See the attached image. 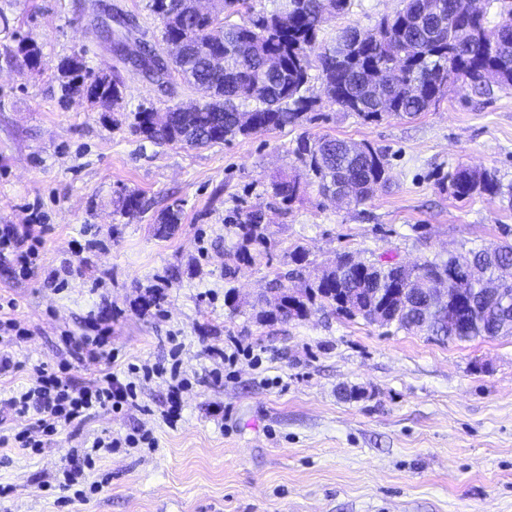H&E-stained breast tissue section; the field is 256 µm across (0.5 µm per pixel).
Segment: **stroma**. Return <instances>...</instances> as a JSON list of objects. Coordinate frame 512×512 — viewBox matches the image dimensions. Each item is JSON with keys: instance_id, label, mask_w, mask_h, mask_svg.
Masks as SVG:
<instances>
[{"instance_id": "35a3bbf8", "label": "stroma", "mask_w": 512, "mask_h": 512, "mask_svg": "<svg viewBox=\"0 0 512 512\" xmlns=\"http://www.w3.org/2000/svg\"><path fill=\"white\" fill-rule=\"evenodd\" d=\"M403 6L350 0L325 16L318 41L371 30ZM107 14L132 23L119 43L99 36ZM160 36L149 0H0V225L45 227L34 274L0 267V299L15 302L31 331L0 340L23 363L0 380V435L27 427L4 400L36 368L67 365L82 386L109 366L77 362L65 341L97 326L111 331L115 373L167 358L174 337L191 382L176 426L160 418L169 383L153 378L140 386V409L96 414L42 454L0 447L9 459L0 484L12 487L0 512H512V336L440 343L328 309L264 322L253 306L275 273L292 269L297 246L310 277L343 253L413 263L511 241L512 208L456 200L445 183L461 165L512 183V88H454L414 117L371 121L328 100L314 80L313 106L296 125L206 147L159 145L134 131L136 112L201 96L175 73L163 93L129 64L141 42ZM23 40L38 45L40 67L24 65ZM73 55L91 77H120V107L80 89L62 96L56 67ZM305 133L384 150L389 186L345 206L312 184L282 207L270 185L301 173L292 149ZM130 192L142 202L133 214L116 206ZM170 209L181 222L159 236ZM256 209L268 253L226 282L233 241L224 226ZM156 288L160 306L143 309L141 295ZM233 339L260 361L214 365L207 347ZM137 429L151 431L155 447L101 459L92 474L100 492L83 502L60 488L58 469L83 441Z\"/></svg>"}]
</instances>
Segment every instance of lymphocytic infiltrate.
Listing matches in <instances>:
<instances>
[{
	"label": "lymphocytic infiltrate",
	"instance_id": "f902f5d3",
	"mask_svg": "<svg viewBox=\"0 0 512 512\" xmlns=\"http://www.w3.org/2000/svg\"><path fill=\"white\" fill-rule=\"evenodd\" d=\"M41 241L35 225L16 227L0 225V261L19 266L21 274H30L37 266L38 245ZM169 377V406L162 414L167 424H175L181 414V395L189 386L188 379L179 375L178 367L145 363L129 367L125 375L106 370L87 385L74 387L63 372L39 368L28 387L14 391L7 404L17 414L32 416V427L7 436L0 435V445L17 444L21 449L39 454L51 444L53 436L78 419L99 412H121L138 408L137 383L154 377ZM154 445L151 433L115 437L104 433L85 442L83 462L62 469L63 488L85 482L96 459L120 447L135 448L139 444Z\"/></svg>",
	"mask_w": 512,
	"mask_h": 512
}]
</instances>
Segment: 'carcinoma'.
<instances>
[{"label": "carcinoma", "instance_id": "1", "mask_svg": "<svg viewBox=\"0 0 512 512\" xmlns=\"http://www.w3.org/2000/svg\"><path fill=\"white\" fill-rule=\"evenodd\" d=\"M220 10L198 14L188 0H150V9L161 25L163 47L143 46L149 60L165 59L161 81L177 72L190 86L207 90L196 112L188 115L174 104L167 108L168 121L157 124L153 110L135 115V131L158 143L176 142L179 129L190 123L196 135L191 146L226 142L259 130L282 129L296 124L313 101L306 86L317 71L323 94L365 120L389 112L415 116L439 102L443 88L463 87L488 91L485 75L492 72L501 88L512 87V7L501 13L499 36L491 42L485 35V15L459 12L458 0H405V7L375 26L378 38L362 39L360 31L348 29L333 46L317 45V31L325 11H343L349 0H288L263 15L251 13L250 0H221ZM247 17L233 21L242 13ZM78 58L62 60L58 67L61 90L70 92L81 78ZM94 101L118 106L122 89L94 80ZM353 141L307 134L296 141L293 154L307 172L310 183L322 193L345 190L346 203L359 205L383 189L387 176L386 156L367 141L352 150ZM448 191L463 201L475 196L499 197L512 205V185L504 186L493 173L457 167L448 176ZM303 188L296 178L273 182L272 196L285 204L297 199ZM180 212L169 210L160 217L156 233L170 234L180 223ZM238 247L224 276L232 277L241 264H250L267 249L261 213L251 211L236 224L225 225ZM493 252H488V249ZM482 246L446 260L422 262L415 277L418 287H407L410 275L400 272L388 258L353 262L341 254L336 263L300 287L290 283L303 277L307 253L297 247L291 259L297 268L278 273L270 282L275 303L261 310L260 317L288 322L305 319L314 308H329L350 318L369 320L368 307L388 308L387 325L420 333L439 341L466 342L509 334L500 330L512 322V281L494 293L482 288L486 280L498 279V270L512 267V242ZM471 263L480 276L459 289L451 303L463 316L475 314L476 323L465 332H454L448 322L430 314L421 322L422 310L414 300L423 295L437 306L441 297L426 285L428 280H448L457 261Z\"/></svg>", "mask_w": 512, "mask_h": 512}]
</instances>
